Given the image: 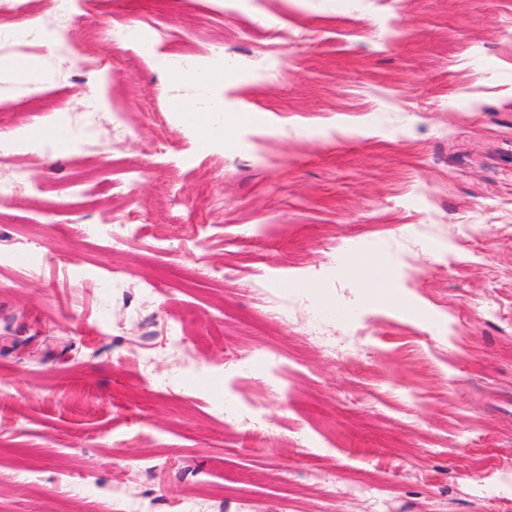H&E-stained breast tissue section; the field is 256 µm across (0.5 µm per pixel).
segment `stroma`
<instances>
[{
  "mask_svg": "<svg viewBox=\"0 0 512 512\" xmlns=\"http://www.w3.org/2000/svg\"><path fill=\"white\" fill-rule=\"evenodd\" d=\"M58 3L0 0L2 28L54 23L48 82L0 75V141L81 121L92 90L126 126L106 156L15 158L0 512H121L124 491L158 512H512L476 493L512 463V0ZM202 61L229 127L204 152L173 109L198 89L168 76ZM130 212L113 246L102 222ZM178 224L200 248L171 247ZM321 317L360 366L309 336Z\"/></svg>",
  "mask_w": 512,
  "mask_h": 512,
  "instance_id": "obj_1",
  "label": "stroma"
}]
</instances>
